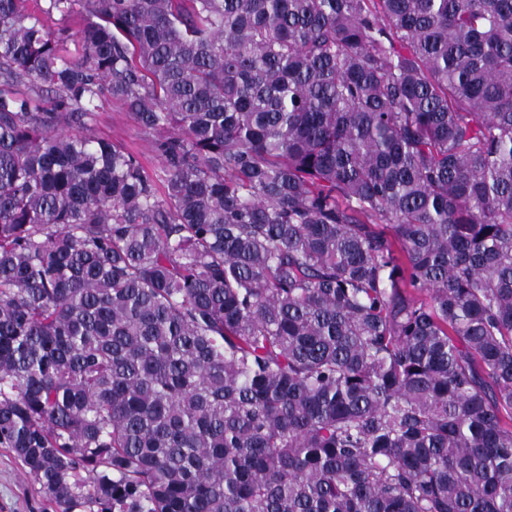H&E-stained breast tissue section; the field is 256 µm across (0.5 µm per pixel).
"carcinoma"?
<instances>
[{"instance_id": "1", "label": "carcinoma", "mask_w": 512, "mask_h": 512, "mask_svg": "<svg viewBox=\"0 0 512 512\" xmlns=\"http://www.w3.org/2000/svg\"><path fill=\"white\" fill-rule=\"evenodd\" d=\"M28 2L0 447L59 512H512V0ZM97 104L90 132L133 152L149 170L156 169L160 163L153 149L152 134L143 131L122 102L103 98Z\"/></svg>"}]
</instances>
